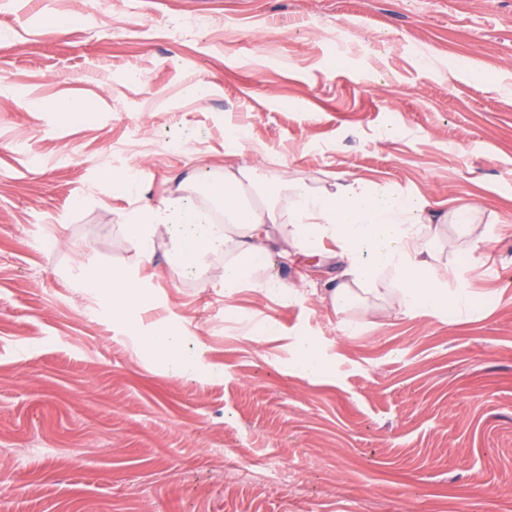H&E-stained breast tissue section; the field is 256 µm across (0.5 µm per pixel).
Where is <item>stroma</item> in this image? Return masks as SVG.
Here are the masks:
<instances>
[{
  "label": "stroma",
  "instance_id": "1",
  "mask_svg": "<svg viewBox=\"0 0 512 512\" xmlns=\"http://www.w3.org/2000/svg\"><path fill=\"white\" fill-rule=\"evenodd\" d=\"M489 77L471 78V68ZM512 0H0V512H512ZM81 101L87 113L61 109ZM244 133L265 172L477 201L459 315L178 277L158 241L136 323L70 286L135 262L123 215L214 176ZM136 168L142 195L116 181ZM180 324L194 377L136 330ZM309 338L329 361L294 369ZM248 464L260 483L239 478Z\"/></svg>",
  "mask_w": 512,
  "mask_h": 512
}]
</instances>
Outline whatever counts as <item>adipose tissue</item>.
Segmentation results:
<instances>
[{"label": "adipose tissue", "mask_w": 512, "mask_h": 512, "mask_svg": "<svg viewBox=\"0 0 512 512\" xmlns=\"http://www.w3.org/2000/svg\"><path fill=\"white\" fill-rule=\"evenodd\" d=\"M210 200L220 202V216L207 208ZM481 212L471 201L439 216L424 195L408 196L361 177H334L317 188L288 169L264 177L258 164L243 162L225 165L219 178L184 182L181 194L160 205L129 211L121 229L140 263L151 262L159 239H169L168 262L178 276L215 268L210 284L228 295L248 288L262 297L290 298L295 287L280 278L277 260L322 252L329 240L344 262L342 281L324 294L336 310L349 309L365 294L397 297L407 309L461 312L472 299L449 288L448 279L461 277L465 268L441 272L435 242L447 223L472 235ZM74 285L95 298L111 296L120 321L152 302L137 266L81 269ZM133 343L175 375H195L202 364L201 350L176 327L140 333Z\"/></svg>", "instance_id": "obj_1"}]
</instances>
